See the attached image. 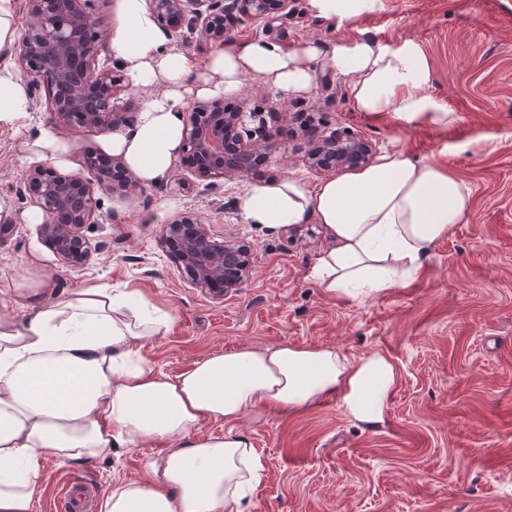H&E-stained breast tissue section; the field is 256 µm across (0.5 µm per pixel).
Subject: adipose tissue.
Wrapping results in <instances>:
<instances>
[{
	"label": "adipose tissue",
	"instance_id": "1",
	"mask_svg": "<svg viewBox=\"0 0 512 512\" xmlns=\"http://www.w3.org/2000/svg\"><path fill=\"white\" fill-rule=\"evenodd\" d=\"M378 5L306 0L311 16L343 28L331 47L253 39L216 48L195 66L169 46L146 0H118L110 53L145 100L134 129L100 134L101 148L121 156L141 183H157L179 154L190 99L233 92L246 78L307 96L323 63L347 79L356 111L385 112L404 127L453 124L454 112L431 92L433 66L420 43L385 44L355 32ZM19 33L16 0H0V127L25 125L33 110L11 61ZM470 196L446 168L390 149L314 185L290 176L253 186L240 206L252 224L325 225L334 245L313 279L330 294L363 300L412 279L432 246L465 219ZM11 302L26 318L0 312V512H33L41 458L88 462L148 438L171 447L151 462L148 480L107 490L103 512H242L261 463L236 426L258 403L291 409L335 395L351 420L376 426L397 382L384 353L351 362L331 348L288 345L210 355L173 377L142 355L173 317L140 291L89 284L52 297L46 281L25 279L15 282ZM204 420L225 433L196 435Z\"/></svg>",
	"mask_w": 512,
	"mask_h": 512
}]
</instances>
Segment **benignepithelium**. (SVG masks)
<instances>
[{"instance_id":"1","label":"benign epithelium","mask_w":512,"mask_h":512,"mask_svg":"<svg viewBox=\"0 0 512 512\" xmlns=\"http://www.w3.org/2000/svg\"><path fill=\"white\" fill-rule=\"evenodd\" d=\"M90 0H25L30 18L16 53L18 67L30 78L32 92L48 90V122L73 130H127L134 122L135 103L121 96L124 71L98 66L108 37L95 28ZM290 0H148L158 25L171 38L200 34L205 41L223 45L233 39L238 25L286 12ZM244 113L224 111V99H197L183 127L181 158L202 177L241 174V161L259 164L275 143V135L261 132V143L242 140ZM311 142L309 164L322 171L361 168L372 156V145L346 129L327 137L306 129ZM99 155L111 171L98 169L100 189L116 193L132 185L122 158ZM22 192L45 214L40 233L59 259L71 268L86 265L92 246L84 234L95 223L97 201L83 178L64 173L49 162L26 171ZM166 253L192 284L222 296L239 288L251 271V247L218 238L212 225L183 214L163 228Z\"/></svg>"}]
</instances>
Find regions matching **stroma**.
<instances>
[{"label": "stroma", "instance_id": "1", "mask_svg": "<svg viewBox=\"0 0 512 512\" xmlns=\"http://www.w3.org/2000/svg\"><path fill=\"white\" fill-rule=\"evenodd\" d=\"M357 28L384 43L419 42L435 72L431 91L456 122L406 128L354 111L347 79L326 66L309 97L245 79L224 100L246 111L278 106L268 160L247 175L207 180L177 161L163 181L137 184L128 197L96 191L95 222L84 228L96 252L82 269L64 265L38 226L21 220L33 207L19 191L26 148L50 128L38 90L27 125L0 128V198L10 204L0 302L15 281L36 276L57 294L88 283L141 290L174 318L143 349L172 376L242 346L391 357L399 377L379 426L350 420L333 396L289 410L260 405L238 423L263 466L243 512H512V0H380ZM336 36L308 14L306 0H292L288 15L238 26L233 41L328 45ZM309 124L346 127L374 150L396 147L436 162L470 187L466 218L434 245L414 280L361 302L329 294L311 276L332 245L324 225L245 220L240 199L249 187L291 175L325 179L308 164ZM189 211L225 239L251 244L252 272L241 288L214 297L167 257L163 228ZM166 447L148 439L86 463L43 458L35 512H60L61 491L74 483L102 492L147 479Z\"/></svg>", "mask_w": 512, "mask_h": 512}]
</instances>
